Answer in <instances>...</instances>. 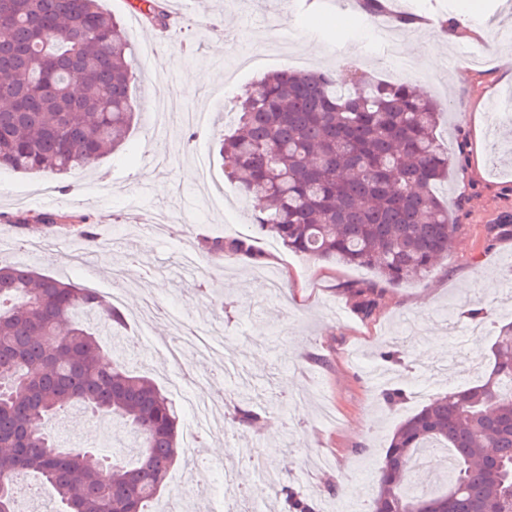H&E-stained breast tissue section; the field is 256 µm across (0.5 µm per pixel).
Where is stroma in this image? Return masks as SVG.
Masks as SVG:
<instances>
[{
    "instance_id": "obj_1",
    "label": "stroma",
    "mask_w": 512,
    "mask_h": 512,
    "mask_svg": "<svg viewBox=\"0 0 512 512\" xmlns=\"http://www.w3.org/2000/svg\"><path fill=\"white\" fill-rule=\"evenodd\" d=\"M158 2L179 16L163 41L129 0H102L135 50L134 93L143 112L117 151L71 176L75 193H62L58 177L0 171V261L28 259L38 272L94 289L107 302L120 278L125 335L137 337L144 300L156 305L148 341L128 354L130 367L168 393L182 383L174 398L181 423L193 418L197 390L223 403V433L181 442L182 460L151 512L180 492L194 512L225 501L231 512H251L254 494L263 512H287L283 497L241 461L245 450L263 456L317 512L351 502L370 512L395 428L433 397L482 381L493 365L495 331L512 320V120L489 119L492 103L512 99V41L501 37L512 29V0H395L398 14L432 20L426 28L389 25L410 64L404 71L361 54L358 35L375 22L340 0ZM458 17L481 24L483 36L449 40ZM239 53L251 62L238 64ZM433 55L435 67L428 64ZM352 67L424 85L446 110L436 134L451 166L438 194L458 231L447 262L425 279L392 284L366 267L289 251L256 231L249 201L222 169L219 121L249 83L282 69ZM188 72L196 83L185 82ZM183 112L207 114L196 138L182 125ZM200 150L210 162L204 178ZM54 212L78 213L94 225L90 262H72L73 235L49 234L33 220ZM21 216L26 224L16 225ZM216 237L246 240L252 253L208 254L203 242ZM268 276L278 280V293L266 288ZM355 288L376 290L371 316L358 312ZM472 301L487 308V319L463 317ZM173 316L198 331L223 326L224 342L239 347L259 389L249 402L258 426L234 423L223 358L187 349L180 362L169 361L168 348L182 342L170 327ZM391 387L406 393L400 406L383 400Z\"/></svg>"
}]
</instances>
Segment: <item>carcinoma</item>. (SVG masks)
I'll return each mask as SVG.
<instances>
[{
    "instance_id": "1",
    "label": "carcinoma",
    "mask_w": 512,
    "mask_h": 512,
    "mask_svg": "<svg viewBox=\"0 0 512 512\" xmlns=\"http://www.w3.org/2000/svg\"><path fill=\"white\" fill-rule=\"evenodd\" d=\"M131 45L100 0H0V169L67 175L126 140L138 106ZM438 104L412 83L354 71L280 70L250 83L234 130L219 136L228 176L259 204L254 224L289 250L376 269L387 282L426 277L448 260L458 230L435 189L450 158L436 136ZM48 227L97 242L86 217L42 213ZM242 255L241 240L204 241ZM358 310L376 309L372 288ZM122 313L88 288L22 266H0V512H17L18 479L51 485L59 512H148L179 456L178 410L112 351ZM481 384L439 395L400 423L379 467L372 512H512V323L500 328ZM112 416L134 437L106 456L56 444L45 424L73 405ZM423 448L453 452L437 494L410 488ZM288 512H315L287 486Z\"/></svg>"
}]
</instances>
